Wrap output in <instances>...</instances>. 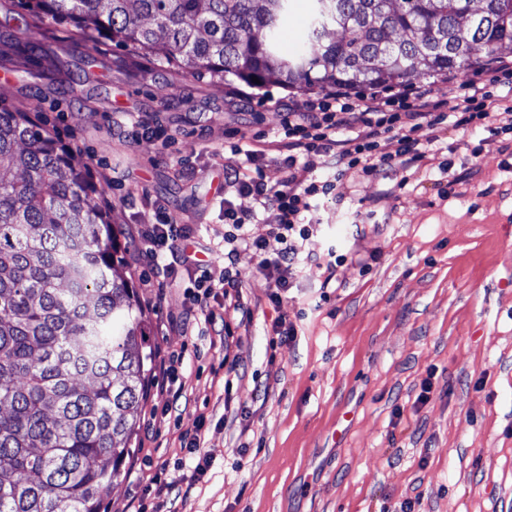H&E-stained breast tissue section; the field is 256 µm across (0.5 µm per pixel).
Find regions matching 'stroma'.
I'll return each mask as SVG.
<instances>
[{
  "label": "stroma",
  "mask_w": 512,
  "mask_h": 512,
  "mask_svg": "<svg viewBox=\"0 0 512 512\" xmlns=\"http://www.w3.org/2000/svg\"><path fill=\"white\" fill-rule=\"evenodd\" d=\"M16 12L0 0V99L43 112L110 174L153 352L106 512H512V133L445 126L436 157L394 179L347 170L309 215L317 246L339 254L331 282L304 271L278 304L237 252L253 316L230 336L200 332L184 295L194 269L165 279L137 229L167 212L217 275L229 203L278 252L276 211L224 191V142L274 138L281 104L304 110L312 91L192 76L109 42L92 52L63 26L18 29ZM282 317L296 336L275 335ZM176 358L177 399L157 388ZM197 429L210 466L194 482L183 439ZM157 474L171 489H153Z\"/></svg>",
  "instance_id": "35a3bbf8"
}]
</instances>
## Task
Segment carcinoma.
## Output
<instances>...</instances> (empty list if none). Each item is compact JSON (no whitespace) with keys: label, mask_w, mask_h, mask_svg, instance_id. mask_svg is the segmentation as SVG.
<instances>
[{"label":"carcinoma","mask_w":512,"mask_h":512,"mask_svg":"<svg viewBox=\"0 0 512 512\" xmlns=\"http://www.w3.org/2000/svg\"><path fill=\"white\" fill-rule=\"evenodd\" d=\"M289 0H17L28 23L153 51L193 76L252 86L388 88L465 74L512 42V0H312L282 51ZM344 37L327 41L330 28ZM257 81H252V78ZM25 108L0 99V512H101L145 399L152 352L118 272L117 235Z\"/></svg>","instance_id":"1"}]
</instances>
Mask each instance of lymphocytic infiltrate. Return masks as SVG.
<instances>
[{"label":"lymphocytic infiltrate","mask_w":512,"mask_h":512,"mask_svg":"<svg viewBox=\"0 0 512 512\" xmlns=\"http://www.w3.org/2000/svg\"><path fill=\"white\" fill-rule=\"evenodd\" d=\"M461 129L481 128L490 135L512 130V65H501L493 88L464 81L446 95L429 87H420L402 98L388 99L385 109L374 107L371 97L351 99L348 93L331 91L310 101L304 111L285 112L283 137L250 149L232 144L224 165V183L228 188L253 198L258 208H272L277 222L273 236L280 242L276 254H268L265 240L249 237L246 218L232 207H225L224 221L234 228L224 237V258L232 260L239 249L253 252L258 270L271 280L274 291L270 298L282 302L297 264L315 268L329 275L334 263L330 255L315 249L299 251L297 240H309L312 232L305 222L307 213L321 201L329 199L337 181L346 170L358 167L366 175L382 180L393 177L399 169L423 160L436 142V129L444 124ZM396 140L395 153L381 152L380 143ZM279 160L276 181L258 174L260 161L270 153ZM326 170L324 179H316L317 170ZM139 234L150 245L156 262L173 271L166 255L182 247L190 234L182 225L172 223L165 214L140 228ZM239 282L231 274L213 277L201 270L195 287L189 293L191 304L198 306L204 321L229 331V322L219 321L209 309L211 298L229 297L238 290Z\"/></svg>","instance_id":"lymphocytic-infiltrate-1"}]
</instances>
